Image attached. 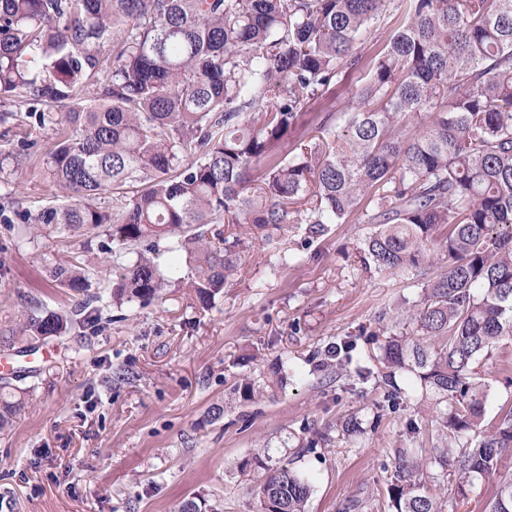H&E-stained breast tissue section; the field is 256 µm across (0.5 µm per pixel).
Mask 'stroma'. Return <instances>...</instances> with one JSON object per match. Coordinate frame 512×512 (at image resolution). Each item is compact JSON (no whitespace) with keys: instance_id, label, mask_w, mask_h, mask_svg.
<instances>
[{"instance_id":"35a3bbf8","label":"stroma","mask_w":512,"mask_h":512,"mask_svg":"<svg viewBox=\"0 0 512 512\" xmlns=\"http://www.w3.org/2000/svg\"><path fill=\"white\" fill-rule=\"evenodd\" d=\"M37 209L56 203L41 167L27 162L0 171L5 194ZM368 224H332L320 238L289 229L280 242L252 239L243 270L209 309L185 289H167L147 307L95 303L103 328H76L29 357H15L12 383L24 407L0 432V505L14 512H179L188 501L222 512H260L264 468L290 464L310 481L308 512H394L388 488L398 449L420 466L426 494L443 512H483L500 476L512 474L505 453L496 475L459 497L441 449L472 433L451 434L445 404L413 376L397 373L401 393L362 381L354 368L322 371L327 352L355 339L363 362L379 356L395 332L402 301H420L412 273L366 269L360 247ZM101 233L66 241L17 242L0 221V319H22L32 303L67 310L77 293L54 285L42 254H59L94 270L98 291L112 286L114 253ZM123 366L130 380L116 383ZM487 386L486 420L512 408V337L474 365ZM282 378L274 393L246 401L236 385ZM224 415L212 420L209 409ZM330 442L307 448L318 432Z\"/></svg>"}]
</instances>
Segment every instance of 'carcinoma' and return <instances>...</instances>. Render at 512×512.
Returning a JSON list of instances; mask_svg holds the SVG:
<instances>
[{"label": "carcinoma", "mask_w": 512, "mask_h": 512, "mask_svg": "<svg viewBox=\"0 0 512 512\" xmlns=\"http://www.w3.org/2000/svg\"><path fill=\"white\" fill-rule=\"evenodd\" d=\"M393 9L404 24L359 50ZM356 73L350 111L304 120ZM0 124L25 126L0 169L31 159L33 133L51 136L44 173L65 198L14 209L16 237L105 229L133 255L113 277L120 308L171 286L209 307L241 273L247 234L270 243L292 224L313 237L374 225L364 264L413 271L423 292L384 345L382 381L409 371L449 404L447 427L474 433L450 462L460 496L512 452V409L486 428V385L473 377L512 337V0H0ZM161 240L185 258L173 282ZM42 260L83 300L8 321L0 344L17 353L94 323L82 312L102 300L88 269ZM356 349L341 341L337 364L368 381ZM15 392L0 379V430L24 407ZM310 492L294 470L268 468L262 512H305ZM389 498L395 512H442L402 453ZM484 512H512V477Z\"/></svg>", "instance_id": "carcinoma-1"}]
</instances>
